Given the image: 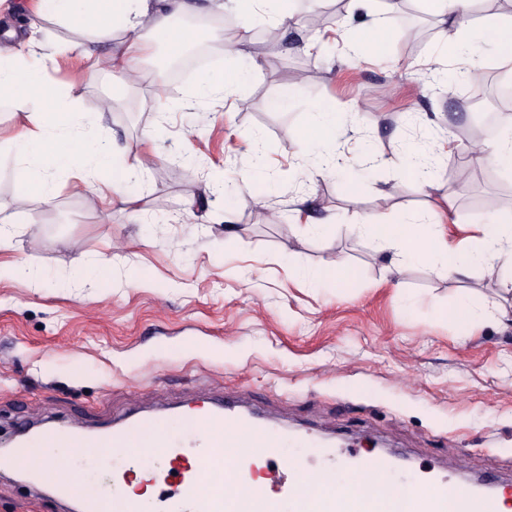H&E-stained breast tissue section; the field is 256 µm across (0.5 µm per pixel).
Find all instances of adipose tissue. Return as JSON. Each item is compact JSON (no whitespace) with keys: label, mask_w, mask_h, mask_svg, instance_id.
Instances as JSON below:
<instances>
[{"label":"adipose tissue","mask_w":512,"mask_h":512,"mask_svg":"<svg viewBox=\"0 0 512 512\" xmlns=\"http://www.w3.org/2000/svg\"><path fill=\"white\" fill-rule=\"evenodd\" d=\"M39 18H54L64 24H78L88 30V41L75 43L84 59L95 65L120 70L125 84L138 78L137 61L150 53L152 44L144 34V20H152L155 31L165 33L172 51H180L193 39L190 30L174 25L175 17L195 11L193 0H39ZM373 0H348L347 19L357 26L350 43L354 55L371 51L386 57L391 31L373 8ZM440 23L449 24L452 34L448 53L457 56L468 48L471 30L491 48L499 63L512 71V13L474 26L470 8L474 0H422ZM123 30L121 51L99 53V46L111 43L115 30ZM35 51H24L9 42L0 44V99L27 113L28 124L15 139L19 177L27 195L46 203L56 193L50 173L66 171L75 192L107 190L122 202L130 197L125 183L138 178L151 161L141 150L126 148L125 159L115 162L109 149L99 140L88 139L80 97L63 91L56 83L38 75L32 68ZM502 132L494 140L472 143L477 161L489 162L512 176V115L501 121ZM345 131L336 118L334 103L320 101L312 106V118L301 135L299 177L311 179L327 170L343 169L350 160L338 152L337 143ZM447 210L429 208L422 214L377 213L359 225L361 235L378 250L393 249L409 263H432L448 273L479 277L512 284V259L500 261L503 244H512V212L498 214L486 225L476 244L464 249L449 248L446 241L428 231V224H444Z\"/></svg>","instance_id":"ef3b65f1"}]
</instances>
